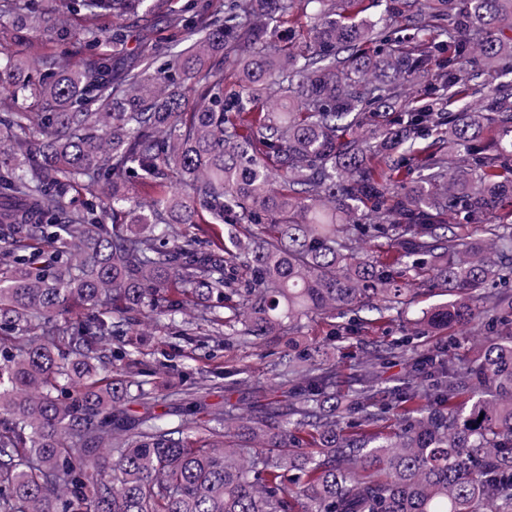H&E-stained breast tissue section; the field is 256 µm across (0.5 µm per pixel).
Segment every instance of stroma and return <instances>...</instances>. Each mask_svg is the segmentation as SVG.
<instances>
[{"label": "stroma", "instance_id": "1", "mask_svg": "<svg viewBox=\"0 0 512 512\" xmlns=\"http://www.w3.org/2000/svg\"><path fill=\"white\" fill-rule=\"evenodd\" d=\"M195 316V309L189 308L183 322L158 328L145 318L135 329L144 340L147 360L156 368L159 394L152 407L155 414H173L182 390L205 379L210 380L212 388L202 400L212 411L229 409L249 414L252 389L257 385L265 386L270 397H281V389L269 378L268 367L281 352L282 340L244 346L210 335L205 329L185 331V323ZM406 327V319L397 318L384 322L381 328L363 331L337 349L333 360L341 372H349L367 351L402 336Z\"/></svg>", "mask_w": 512, "mask_h": 512}]
</instances>
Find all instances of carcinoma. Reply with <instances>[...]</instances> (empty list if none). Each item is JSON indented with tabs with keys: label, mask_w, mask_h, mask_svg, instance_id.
<instances>
[{
	"label": "carcinoma",
	"mask_w": 512,
	"mask_h": 512,
	"mask_svg": "<svg viewBox=\"0 0 512 512\" xmlns=\"http://www.w3.org/2000/svg\"><path fill=\"white\" fill-rule=\"evenodd\" d=\"M362 2L213 0V21L171 18L187 46L158 66L146 32L124 63L121 27L158 0H0L15 41L78 12L77 40L110 46L71 68L0 48V512H512V222L490 221L512 204V0ZM399 150L430 174L391 187ZM74 187L99 211L69 209ZM415 284L444 300L340 389L325 348L404 316ZM188 304L243 344L336 324L288 339L270 378L300 389L246 416L199 415L201 386L129 416L156 384L123 336ZM472 323L491 334L470 357L456 335L419 352Z\"/></svg>",
	"instance_id": "obj_1"
}]
</instances>
